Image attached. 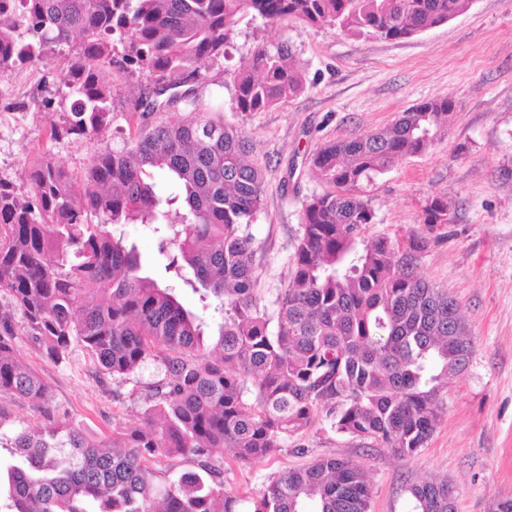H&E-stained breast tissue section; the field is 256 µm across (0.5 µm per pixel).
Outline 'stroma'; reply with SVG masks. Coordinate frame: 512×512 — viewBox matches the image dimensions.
Segmentation results:
<instances>
[{
	"mask_svg": "<svg viewBox=\"0 0 512 512\" xmlns=\"http://www.w3.org/2000/svg\"><path fill=\"white\" fill-rule=\"evenodd\" d=\"M262 42L288 43L306 88L280 106L242 112L233 72ZM71 52L54 47L0 76V180L19 191L27 190V170L40 154L80 177L103 145L122 147L134 100L149 82L143 72L105 69L101 77L112 88L108 130L100 137L50 139V124L61 121L63 110L44 101L56 97ZM196 84L204 106L239 129L264 172V206L252 233L259 295L267 304L291 279L302 203L322 189L308 166L316 149L384 129L417 103L452 99L441 140L395 159L358 192L375 214L365 232L369 240L404 235L419 225L428 197L447 195L455 221L430 242L419 271L455 298L473 350L468 370L440 390L441 421L430 441L408 460L319 425L251 465L215 450L225 489L251 499L277 473L336 456L367 471L371 512H406L405 487L425 479L453 485L457 512H495L499 502L512 500V0H473L446 24L400 40L247 18L228 54L209 61ZM17 355L48 385L52 408L105 441L113 428L138 422L141 400L159 378L150 362L124 383H105L84 351L57 365L24 339Z\"/></svg>",
	"mask_w": 512,
	"mask_h": 512,
	"instance_id": "1",
	"label": "stroma"
}]
</instances>
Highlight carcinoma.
Returning a JSON list of instances; mask_svg holds the SVG:
<instances>
[{
    "label": "carcinoma",
    "mask_w": 512,
    "mask_h": 512,
    "mask_svg": "<svg viewBox=\"0 0 512 512\" xmlns=\"http://www.w3.org/2000/svg\"><path fill=\"white\" fill-rule=\"evenodd\" d=\"M472 0H0V76L72 41L62 83L63 122L50 136L106 131L108 64L148 74L136 126L123 147L104 146L77 181L47 154L29 168V190L0 182V395L44 407L46 383L21 364L24 336L58 365L79 347L101 378L122 383L152 361L141 424L112 431V446L68 415L8 435L14 462L0 475V512H370L364 468L322 457L270 481L244 509L224 489L212 451L244 465L276 453L320 419L370 439L398 460L424 447L441 411L443 381L466 371L472 346L455 301L418 272L433 233L454 223L448 197L432 196L422 227L364 238L374 212L364 178L442 137L453 101L430 99L389 127L323 144L311 173L324 190L303 203L293 276L269 308L260 304L251 226L263 208L262 171L238 129L178 92L226 47L246 17L292 19L353 35L399 40L443 25ZM287 44L256 45L234 75L241 112H263L304 90ZM170 92L166 101L157 97ZM182 102L183 120L155 122ZM163 173L178 193L156 192ZM181 200V229L164 206ZM141 224L157 236L168 276L150 274L115 227ZM220 301L212 347L208 325L172 282ZM185 457L193 468L161 483L147 462ZM407 512H456L445 480L406 489Z\"/></svg>",
    "instance_id": "carcinoma-1"
}]
</instances>
